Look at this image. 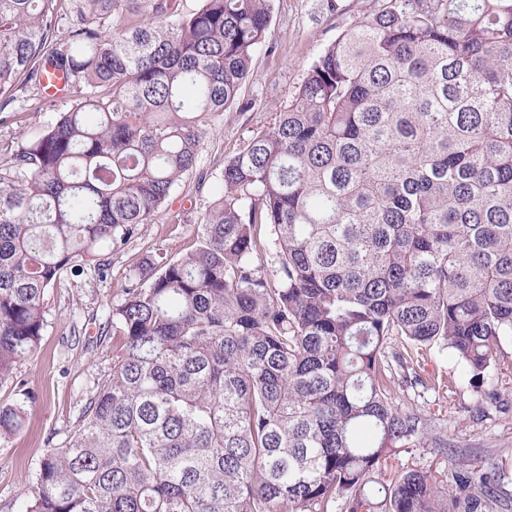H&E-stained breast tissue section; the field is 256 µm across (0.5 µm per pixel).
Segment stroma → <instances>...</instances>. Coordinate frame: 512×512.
Wrapping results in <instances>:
<instances>
[{
	"label": "stroma",
	"instance_id": "1",
	"mask_svg": "<svg viewBox=\"0 0 512 512\" xmlns=\"http://www.w3.org/2000/svg\"><path fill=\"white\" fill-rule=\"evenodd\" d=\"M378 5V0H271L265 45L256 53L241 91L248 109H228L208 125L193 170L150 223L140 225L121 250L108 254L104 271L88 266L78 274L64 273L48 290L40 345L16 368L17 377L33 390L35 401L26 426L0 441V512H25L24 491L45 449L68 443L88 399L111 373L117 353L112 310L124 301L136 268L145 259H176L196 248L200 217L212 199L225 160L288 107L324 47L374 13ZM72 105L69 97L49 99L42 86L32 82L0 98V166L10 165L26 137L43 130ZM415 356L424 373L450 375L456 392L448 400L396 386L393 401L440 424L457 453L409 448L390 459L389 472H427L452 494L457 464L496 466L509 474L500 491L512 500V394L497 407L479 411L467 370L452 352L425 347L416 350Z\"/></svg>",
	"mask_w": 512,
	"mask_h": 512
}]
</instances>
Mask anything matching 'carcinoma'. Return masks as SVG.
<instances>
[{"label":"carcinoma","instance_id":"cac0c4a2","mask_svg":"<svg viewBox=\"0 0 512 512\" xmlns=\"http://www.w3.org/2000/svg\"><path fill=\"white\" fill-rule=\"evenodd\" d=\"M0 0V97L64 72L76 105L0 168V382L32 356L44 296L105 263L197 162L271 0ZM274 240L262 271L261 231ZM199 246L142 262L112 310V373L27 512H504L501 469L458 494L400 448L454 452L391 388L452 395L411 347L451 350L498 400L512 339V0H385L325 47L287 109L224 161ZM405 345L395 347L396 338ZM0 404V441L33 394ZM132 6L128 4L127 0H116L112 8L111 14L106 19L96 20L101 21L105 30L113 32L121 30L127 24V18L131 15Z\"/></svg>","mask_w":512,"mask_h":512}]
</instances>
